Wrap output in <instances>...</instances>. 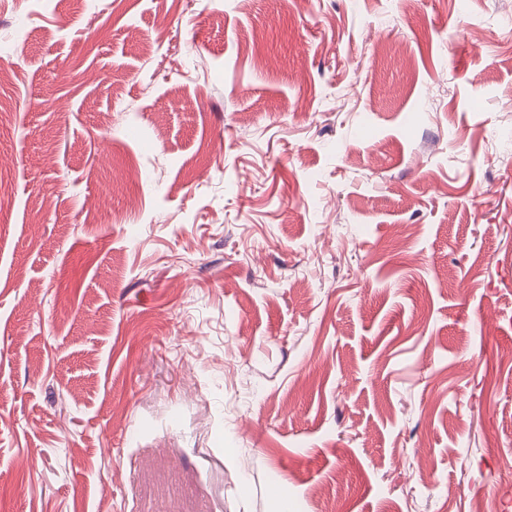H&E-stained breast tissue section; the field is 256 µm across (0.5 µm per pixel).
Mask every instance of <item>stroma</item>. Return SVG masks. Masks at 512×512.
<instances>
[{
    "label": "stroma",
    "mask_w": 512,
    "mask_h": 512,
    "mask_svg": "<svg viewBox=\"0 0 512 512\" xmlns=\"http://www.w3.org/2000/svg\"><path fill=\"white\" fill-rule=\"evenodd\" d=\"M0 101V512H512V0H0Z\"/></svg>",
    "instance_id": "1"
}]
</instances>
